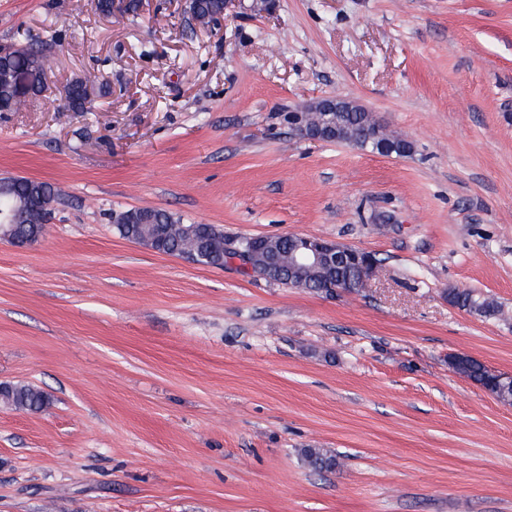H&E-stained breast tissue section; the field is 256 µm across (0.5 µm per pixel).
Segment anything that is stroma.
<instances>
[{
	"instance_id": "1",
	"label": "stroma",
	"mask_w": 512,
	"mask_h": 512,
	"mask_svg": "<svg viewBox=\"0 0 512 512\" xmlns=\"http://www.w3.org/2000/svg\"><path fill=\"white\" fill-rule=\"evenodd\" d=\"M185 6L0 0V44L51 60L0 112V175L60 191L38 242L0 239V383L51 399L0 403V512H512V404L448 364L512 376V0H271L212 29ZM323 97L412 154L300 137L286 114ZM138 207L378 267L355 293L289 288L122 239ZM94 89V80L75 79L63 88L64 99L72 112H88L87 104ZM295 236L293 256L297 267L328 265L337 257L357 266L364 285L371 280L377 266L371 253L317 237ZM448 301L477 315H495L501 312V306L494 300L470 289H456L449 292ZM0 401L18 410L42 411L50 405V397L32 384H0ZM301 454L308 466L315 470L330 471L337 466L335 455L322 448H305L302 449Z\"/></svg>"
}]
</instances>
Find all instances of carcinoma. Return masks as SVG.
I'll return each instance as SVG.
<instances>
[{"instance_id": "1", "label": "carcinoma", "mask_w": 512, "mask_h": 512, "mask_svg": "<svg viewBox=\"0 0 512 512\" xmlns=\"http://www.w3.org/2000/svg\"><path fill=\"white\" fill-rule=\"evenodd\" d=\"M97 12L109 16L114 10L135 14L141 6L140 0H94ZM188 11L200 24L224 14V0H190ZM21 68H31L41 75L32 95L37 96L47 90L48 58L45 42L28 39L25 44L3 47L0 56V102L8 106L14 98L8 75ZM94 89V81L75 79L63 88L64 99L73 112H87V104ZM341 130V140L352 142L366 137L365 131L373 126L368 112H341L336 117ZM57 198L55 187L44 181L21 179L13 183L12 191L4 200H0V211L14 206L21 199L26 210L16 224L8 227L7 242L12 245L25 243L42 231V222L47 220L52 204ZM115 232L119 237L135 243L151 242L150 249L168 255H181L197 250L200 244L207 245L201 263L210 267H224L227 257L224 255V232L212 224H184L180 218L164 210L155 208H134L126 210L115 218ZM293 239L288 235L271 237L262 247L252 243V238L241 239V247L255 251V267L263 264L265 253L278 254L283 267L291 263L289 248ZM355 278V272L349 267H338L332 276L319 269H309L301 276L302 288L314 293H329L330 286L337 282H346ZM448 301L466 311L477 315H495L501 312V306L485 295L470 289H456L448 293ZM457 372L471 381L485 387L499 401L512 403V380L496 381L489 376L482 363L474 358L462 356ZM0 401L18 410L41 411L50 405V397L32 384H0ZM304 461L318 471H330L336 468V456L322 448H304L301 451Z\"/></svg>"}]
</instances>
